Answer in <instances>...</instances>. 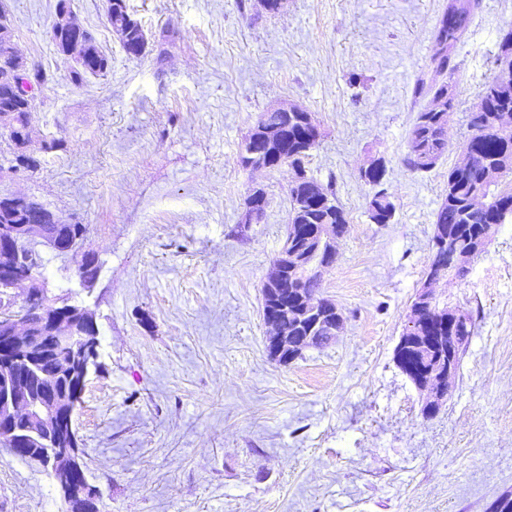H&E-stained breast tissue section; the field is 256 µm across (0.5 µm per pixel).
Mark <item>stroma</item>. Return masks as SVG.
I'll return each instance as SVG.
<instances>
[{
	"instance_id": "stroma-1",
	"label": "stroma",
	"mask_w": 512,
	"mask_h": 512,
	"mask_svg": "<svg viewBox=\"0 0 512 512\" xmlns=\"http://www.w3.org/2000/svg\"><path fill=\"white\" fill-rule=\"evenodd\" d=\"M56 4L6 0L19 50L48 81L30 121L36 171L7 167L0 128V195L87 225L101 263L88 286L76 260L49 250L44 273L49 295L90 309L99 329L74 428L101 512H488L512 493V222L466 277L433 289L475 325L435 414L393 361L512 0H477L450 50L456 110L428 173L403 159L448 0H288L275 16L259 0H127L149 42L139 58L105 0H71L111 58L79 83L51 42ZM279 103L310 112L321 138L306 170L332 181L350 221L320 288L343 328L287 364L265 347L262 285L292 172L237 162L259 113ZM52 140L63 149L42 152ZM375 159L395 205L387 224L366 213L360 170ZM256 182L267 206L246 224ZM0 512L68 505L51 468L0 446Z\"/></svg>"
}]
</instances>
